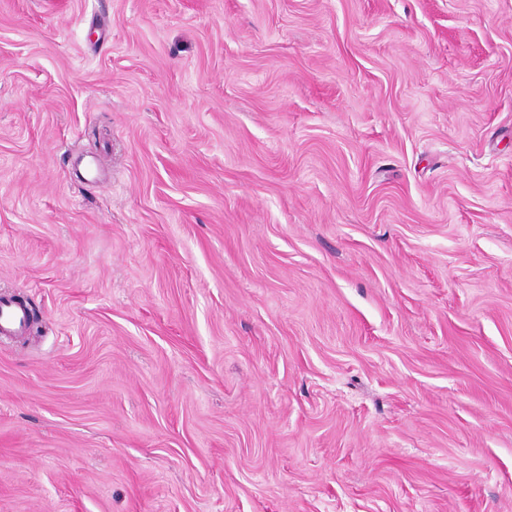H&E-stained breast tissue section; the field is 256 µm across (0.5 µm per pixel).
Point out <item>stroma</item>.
Returning <instances> with one entry per match:
<instances>
[{
    "label": "stroma",
    "mask_w": 512,
    "mask_h": 512,
    "mask_svg": "<svg viewBox=\"0 0 512 512\" xmlns=\"http://www.w3.org/2000/svg\"><path fill=\"white\" fill-rule=\"evenodd\" d=\"M0 291V512H512V0H0ZM27 309L11 297L0 295V336L24 333L27 328Z\"/></svg>",
    "instance_id": "stroma-1"
}]
</instances>
